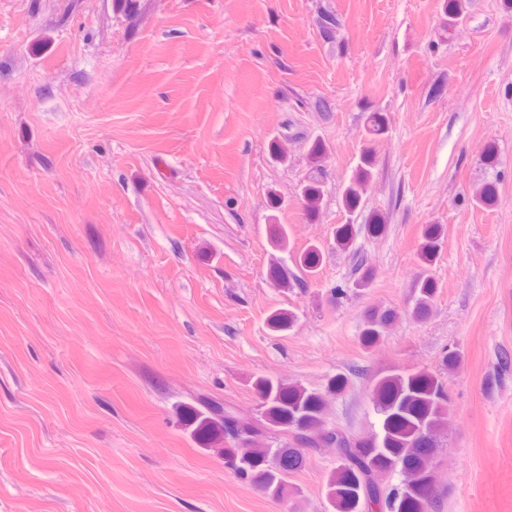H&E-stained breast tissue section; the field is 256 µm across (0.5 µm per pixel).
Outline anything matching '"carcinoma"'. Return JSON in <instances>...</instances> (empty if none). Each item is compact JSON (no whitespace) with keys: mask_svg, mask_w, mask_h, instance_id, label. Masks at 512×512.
Masks as SVG:
<instances>
[{"mask_svg":"<svg viewBox=\"0 0 512 512\" xmlns=\"http://www.w3.org/2000/svg\"><path fill=\"white\" fill-rule=\"evenodd\" d=\"M388 130L387 117L371 112L366 117V131L373 140ZM372 146H365L354 174L342 193L344 208L361 207L374 166ZM322 180L311 178L302 187L304 214L310 221L322 200ZM273 247L283 251L288 246V228L276 221L268 225ZM355 237L354 225L340 224L333 233L335 247L349 249ZM442 231L437 224H426L417 252L424 266L434 263L442 249ZM323 250L308 245L295 259L298 273H293L276 259L268 275L284 288L302 282L317 273ZM419 296L412 314L418 320L428 317L437 293L435 281L428 275L417 283ZM396 317L391 309H372L365 317L360 340L373 347L380 342ZM295 313L278 309L269 316V326L285 331L293 326ZM254 385L262 398V419L244 420L232 410L208 404L207 412L194 407L184 409L190 423L196 425L203 441L220 434L224 437V464L240 479L260 487L273 498L288 497V475L305 464V449L334 448L338 465L326 483L328 512H431L434 508L433 455L436 437L450 411V397L440 376L426 370H389L372 385L374 409L379 416L378 429L355 435L327 420L326 394L299 384L258 377ZM277 429L292 437L288 448H256L254 436L263 428ZM398 473L399 483L385 478Z\"/></svg>","mask_w":512,"mask_h":512,"instance_id":"carcinoma-1","label":"carcinoma"}]
</instances>
